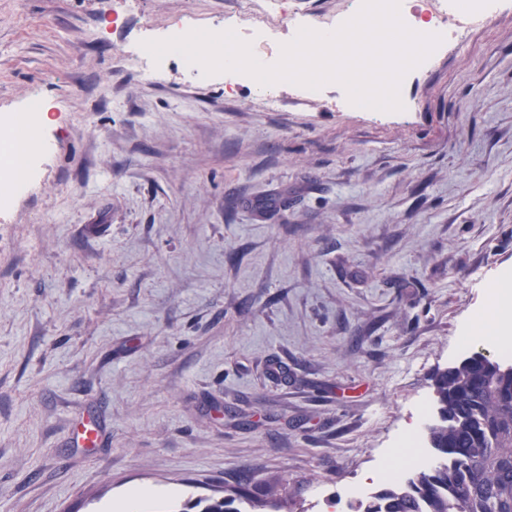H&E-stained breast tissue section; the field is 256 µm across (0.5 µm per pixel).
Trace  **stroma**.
I'll return each instance as SVG.
<instances>
[{"instance_id":"stroma-1","label":"stroma","mask_w":512,"mask_h":512,"mask_svg":"<svg viewBox=\"0 0 512 512\" xmlns=\"http://www.w3.org/2000/svg\"><path fill=\"white\" fill-rule=\"evenodd\" d=\"M112 3L0 0V115L53 104L0 208V512L239 488L315 512L385 463L512 274V0L449 21L468 33L400 112L119 56L241 18L276 59L360 0H138L123 24Z\"/></svg>"}]
</instances>
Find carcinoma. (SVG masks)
I'll list each match as a JSON object with an SVG mask.
<instances>
[{
  "label": "carcinoma",
  "mask_w": 512,
  "mask_h": 512,
  "mask_svg": "<svg viewBox=\"0 0 512 512\" xmlns=\"http://www.w3.org/2000/svg\"><path fill=\"white\" fill-rule=\"evenodd\" d=\"M426 425L433 463L409 468L356 512H512V360L474 351L433 374ZM240 492L182 512H244Z\"/></svg>",
  "instance_id": "carcinoma-1"
}]
</instances>
